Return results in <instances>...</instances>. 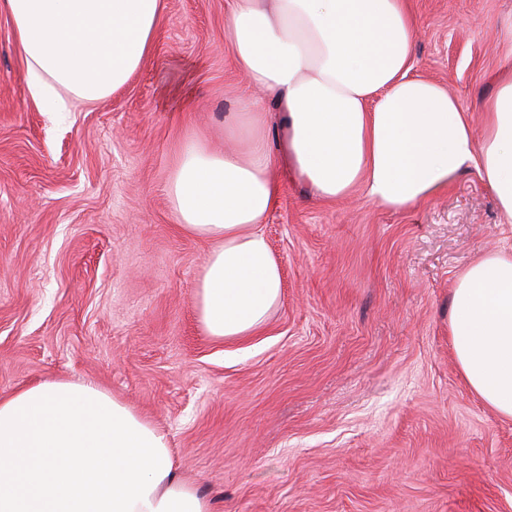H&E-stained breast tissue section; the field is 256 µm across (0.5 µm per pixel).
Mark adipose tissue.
I'll list each match as a JSON object with an SVG mask.
<instances>
[{
    "instance_id": "adipose-tissue-1",
    "label": "adipose tissue",
    "mask_w": 512,
    "mask_h": 512,
    "mask_svg": "<svg viewBox=\"0 0 512 512\" xmlns=\"http://www.w3.org/2000/svg\"><path fill=\"white\" fill-rule=\"evenodd\" d=\"M31 98L93 105L150 58L162 0H0ZM415 22L405 0H229L224 43L249 95L224 126L229 149L190 133L166 191L179 229L214 241L196 312L207 336L259 335L283 277L261 226L281 164L324 201L361 193L403 209L447 190L475 165L512 220V77L473 126L459 99L414 75ZM280 113L277 152L264 104ZM448 335L483 404L512 419V250L479 256L456 278ZM0 512H212L178 478L166 436L105 389L46 380L0 398Z\"/></svg>"
}]
</instances>
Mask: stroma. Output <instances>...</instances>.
I'll list each match as a JSON object with an SVG mask.
<instances>
[{"mask_svg":"<svg viewBox=\"0 0 512 512\" xmlns=\"http://www.w3.org/2000/svg\"><path fill=\"white\" fill-rule=\"evenodd\" d=\"M225 0H163L153 56L99 105L30 97L0 7V396L91 381L168 438L214 512H512V419L468 388L450 288L512 223L475 166L403 210L328 204L289 174L262 230L283 298L244 344L199 327L212 242L165 187L189 131L224 145L241 84ZM414 74L472 122L512 69V0H409Z\"/></svg>","mask_w":512,"mask_h":512,"instance_id":"obj_1","label":"stroma"}]
</instances>
